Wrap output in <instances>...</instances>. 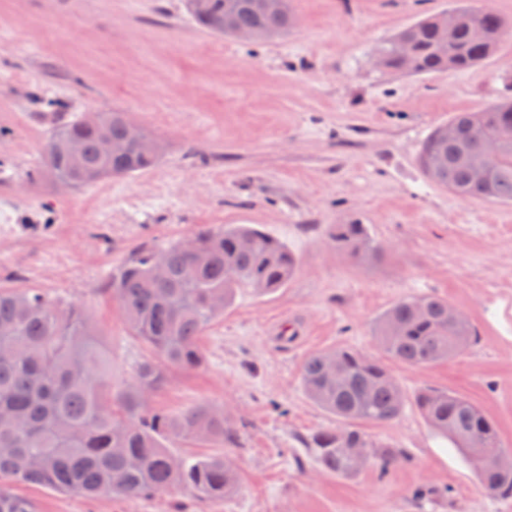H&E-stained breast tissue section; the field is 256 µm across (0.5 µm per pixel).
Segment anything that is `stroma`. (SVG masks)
<instances>
[{
	"label": "stroma",
	"mask_w": 512,
	"mask_h": 512,
	"mask_svg": "<svg viewBox=\"0 0 512 512\" xmlns=\"http://www.w3.org/2000/svg\"><path fill=\"white\" fill-rule=\"evenodd\" d=\"M512 27V0H291L288 34L249 42L200 28L184 0H0V287L81 305L131 382L149 354L109 283L143 246L163 249L230 224L262 229L298 260L282 288L239 289L204 330L202 364L173 369L151 396L170 415L222 408L233 440L178 442L220 454L239 490L218 503L170 495L93 500L28 484L37 512H512L414 406L367 426L405 454L380 474L321 471L305 446L332 415L306 395L310 355L350 347L378 358L376 317L429 294L467 315L477 340L427 368L391 362L408 393L459 394L512 448V204L433 184L421 142L460 112L512 99V30L472 68L407 76L376 67L382 41L456 2ZM125 112L164 148L151 170L74 187L48 171L49 134L75 116ZM359 223L384 255L337 252L331 225Z\"/></svg>",
	"instance_id": "1"
}]
</instances>
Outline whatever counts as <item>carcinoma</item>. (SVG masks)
<instances>
[{
  "mask_svg": "<svg viewBox=\"0 0 512 512\" xmlns=\"http://www.w3.org/2000/svg\"><path fill=\"white\" fill-rule=\"evenodd\" d=\"M186 8L206 31L224 37L237 28L272 38L295 23L290 0L257 13L250 0H206ZM456 26L443 45L439 15L419 19L383 41L376 52L384 69L414 76L465 71L493 54L505 34L494 11L451 8ZM90 124L76 116L56 128L44 145L51 173L74 186L104 176H133L154 168L158 153L133 144L124 156L102 154V139H131L123 112H100ZM453 136L442 137L445 127ZM77 139L81 156L73 161L69 144ZM486 161V176H473L472 160ZM418 161L427 178L469 199L512 203V103L456 114L422 141ZM330 236L336 250L361 264L381 260L382 252L364 224H337ZM195 249L180 244L157 251L140 249L112 276L111 291L124 322L152 356L139 363L130 384L112 387L108 352L86 314L63 308L36 288L0 289V512H36L31 500L3 482L35 484L88 499L104 495L142 498L187 489L217 501L234 494L238 477L223 456L193 461L171 450L178 441H225L236 426L224 410L193 406L177 416L155 412L148 398L171 369H193L203 361L199 339L205 327L230 307L241 288L267 293L294 275L296 259L287 245L258 228L229 225L193 237ZM452 304L434 295H412L394 303L373 324V336L388 358L426 368L455 357L476 339L467 316L448 317ZM309 399L340 422L307 439L315 462L327 473L353 476L363 467L343 448L364 449L382 472L398 467L404 455L377 444L361 428L400 418L413 404L427 426L467 458L481 488L512 497V470L496 468L500 445L496 424L467 398L422 388L414 395L388 365L347 347L318 352L301 367Z\"/></svg>",
  "mask_w": 512,
  "mask_h": 512,
  "instance_id": "carcinoma-1",
  "label": "carcinoma"
}]
</instances>
